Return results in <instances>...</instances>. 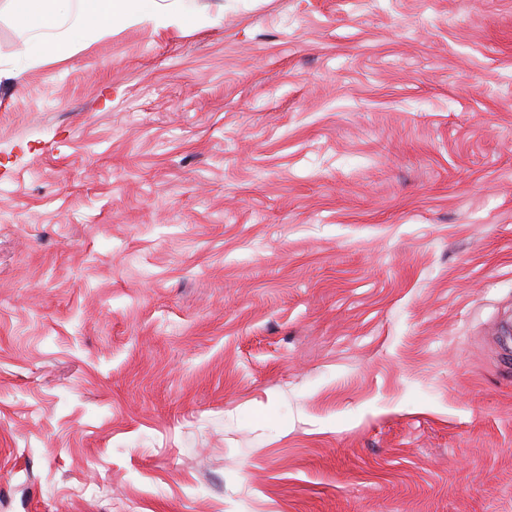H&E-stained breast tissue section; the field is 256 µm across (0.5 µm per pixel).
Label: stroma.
Here are the masks:
<instances>
[{
	"label": "stroma",
	"instance_id": "1",
	"mask_svg": "<svg viewBox=\"0 0 512 512\" xmlns=\"http://www.w3.org/2000/svg\"><path fill=\"white\" fill-rule=\"evenodd\" d=\"M0 0V512H512V0ZM145 0H50L54 10L42 13V18L53 22L54 12L75 8L84 23H90L98 18H105L111 24L121 21H151L158 15L146 8H135L132 3Z\"/></svg>",
	"mask_w": 512,
	"mask_h": 512
}]
</instances>
